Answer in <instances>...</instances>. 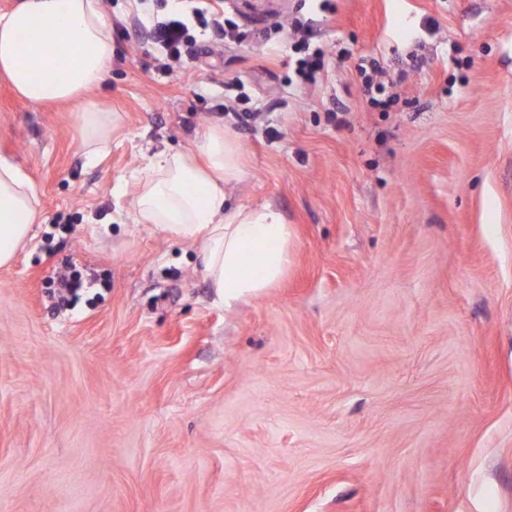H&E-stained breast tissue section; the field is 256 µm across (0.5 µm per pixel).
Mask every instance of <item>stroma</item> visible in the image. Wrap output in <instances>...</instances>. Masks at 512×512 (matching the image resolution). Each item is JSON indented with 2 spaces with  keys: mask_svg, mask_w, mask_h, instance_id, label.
Segmentation results:
<instances>
[{
  "mask_svg": "<svg viewBox=\"0 0 512 512\" xmlns=\"http://www.w3.org/2000/svg\"><path fill=\"white\" fill-rule=\"evenodd\" d=\"M207 2L231 38L195 25L170 67L133 25L187 0H101L87 99L124 127L98 163L74 105L0 77L42 213L0 267V512H512V0ZM211 126L232 204L292 230L279 286L229 308L196 242L127 216Z\"/></svg>",
  "mask_w": 512,
  "mask_h": 512,
  "instance_id": "stroma-1",
  "label": "stroma"
}]
</instances>
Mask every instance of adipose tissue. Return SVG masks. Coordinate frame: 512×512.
<instances>
[{
	"label": "adipose tissue",
	"instance_id": "1",
	"mask_svg": "<svg viewBox=\"0 0 512 512\" xmlns=\"http://www.w3.org/2000/svg\"><path fill=\"white\" fill-rule=\"evenodd\" d=\"M110 28L100 0H17L0 12V75L29 104L81 102L79 137L91 160L108 151L123 122L86 100L111 69ZM243 173L235 138L208 129L192 147L155 155L139 175L129 213L165 237L198 242L203 276L228 306L278 284L292 237L276 209L232 205L226 188ZM40 219L31 181L0 157V266L27 245Z\"/></svg>",
	"mask_w": 512,
	"mask_h": 512
}]
</instances>
